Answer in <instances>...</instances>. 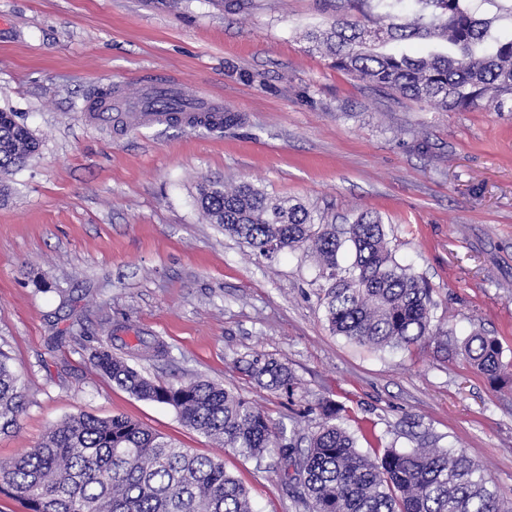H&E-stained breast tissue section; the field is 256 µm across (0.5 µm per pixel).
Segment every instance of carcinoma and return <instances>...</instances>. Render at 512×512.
<instances>
[{
    "label": "carcinoma",
    "mask_w": 512,
    "mask_h": 512,
    "mask_svg": "<svg viewBox=\"0 0 512 512\" xmlns=\"http://www.w3.org/2000/svg\"><path fill=\"white\" fill-rule=\"evenodd\" d=\"M336 0V18L308 39L325 47L331 66L440 111L479 109L487 102L512 112V36L492 34L467 0ZM409 40L446 46L410 56L391 48ZM40 141L13 112L0 111V200L4 179L38 154ZM200 207L224 233L258 257L310 251L326 288L322 297L333 334L376 350L409 349L427 340L448 350L450 332L437 322L431 288L393 256L381 221L363 212L339 227L315 223L308 210L272 200L259 188L228 189L208 180ZM350 243L354 259L341 265ZM130 354L157 356L158 339L136 337ZM466 362L497 377L505 372L498 340L475 331L461 343ZM96 369L131 395L167 405L180 422L218 443L262 460L278 456L295 504L303 512H512V494L491 479L466 450L391 449L371 457L342 423V408L317 405L316 429L301 433L271 422L241 395L207 379L162 386L141 375L109 346L91 353ZM261 386L294 396L298 382L279 359L255 352L242 359ZM18 378L0 359V432L17 426ZM0 493L26 512H253L250 494L223 461L183 448L124 416L78 414L52 428L34 448L0 461Z\"/></svg>",
    "instance_id": "carcinoma-1"
}]
</instances>
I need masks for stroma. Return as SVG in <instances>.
I'll list each match as a JSON object with an SVG mask.
<instances>
[{"mask_svg":"<svg viewBox=\"0 0 512 512\" xmlns=\"http://www.w3.org/2000/svg\"><path fill=\"white\" fill-rule=\"evenodd\" d=\"M332 14L324 0H0V110L41 141L0 201V354L24 384L0 460L70 416L123 415L221 459L256 512H296L273 457L219 447L96 371L91 350L121 323L127 344L168 346L134 361L157 383L201 376L308 431L332 400L360 451L463 448L512 492V380L432 342L376 351L334 335L313 254L256 257L197 205L219 180L335 224L379 216L454 340L484 331L512 363V112H440L336 70L305 40ZM162 77L241 125L88 122L100 89L137 100ZM254 352L288 364L294 398L245 372Z\"/></svg>","mask_w":512,"mask_h":512,"instance_id":"1","label":"stroma"}]
</instances>
